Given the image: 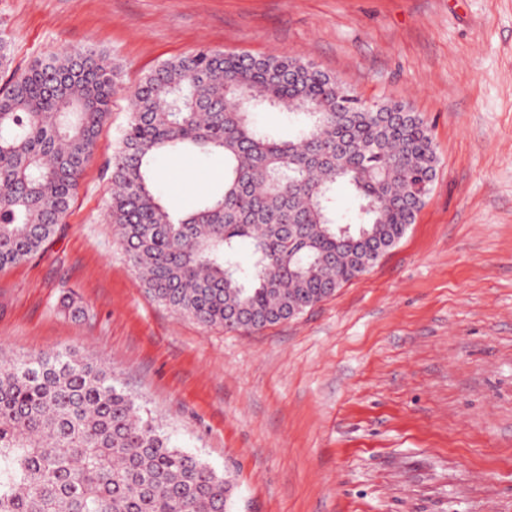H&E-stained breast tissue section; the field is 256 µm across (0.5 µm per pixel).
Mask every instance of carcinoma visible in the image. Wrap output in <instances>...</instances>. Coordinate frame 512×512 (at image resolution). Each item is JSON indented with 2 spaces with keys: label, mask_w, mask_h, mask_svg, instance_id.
I'll return each mask as SVG.
<instances>
[{
  "label": "carcinoma",
  "mask_w": 512,
  "mask_h": 512,
  "mask_svg": "<svg viewBox=\"0 0 512 512\" xmlns=\"http://www.w3.org/2000/svg\"><path fill=\"white\" fill-rule=\"evenodd\" d=\"M12 64L0 37V270L60 233L123 92L108 223L146 292L206 326L260 330L334 295L398 244L439 165L420 114L367 108L289 53L202 48L131 87L88 46ZM258 112L288 114L293 133L264 129ZM172 152L224 156V188L172 212L154 174ZM338 187L355 203L349 219ZM232 493L230 476L174 446L102 364L71 350L0 362V512H227Z\"/></svg>",
  "instance_id": "1"
}]
</instances>
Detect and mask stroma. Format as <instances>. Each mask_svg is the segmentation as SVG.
<instances>
[{
    "label": "stroma",
    "instance_id": "1",
    "mask_svg": "<svg viewBox=\"0 0 512 512\" xmlns=\"http://www.w3.org/2000/svg\"><path fill=\"white\" fill-rule=\"evenodd\" d=\"M0 36L21 69L103 47L128 86L202 48L295 53L418 112L440 157L375 266L228 331L149 297L107 222L117 94L61 233L0 270V359L110 367L173 444L231 473L228 512H512V0H0Z\"/></svg>",
    "mask_w": 512,
    "mask_h": 512
}]
</instances>
